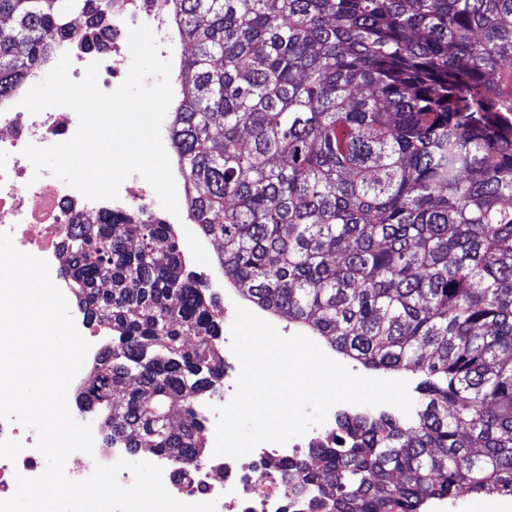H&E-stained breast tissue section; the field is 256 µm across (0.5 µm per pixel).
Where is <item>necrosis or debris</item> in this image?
<instances>
[{
    "instance_id": "obj_1",
    "label": "necrosis or debris",
    "mask_w": 512,
    "mask_h": 512,
    "mask_svg": "<svg viewBox=\"0 0 512 512\" xmlns=\"http://www.w3.org/2000/svg\"><path fill=\"white\" fill-rule=\"evenodd\" d=\"M174 0H118L112 10L103 49L83 44L84 23L73 24L65 37L54 39L48 65L69 54L73 80L84 78L90 63H98V85L114 91L131 63L125 34L129 27L145 24L158 33L160 52L179 50L180 41L169 18ZM25 86L0 97V232L11 235L17 249L44 259L51 278H58L64 257L58 241L72 224H99L109 216L133 209L142 220L153 217L143 197L153 188L137 173L119 187L114 200H90L49 171H35L23 154L27 145L47 147L72 138L78 128L75 112L50 107L33 114L21 105ZM37 434L18 422H0V500L10 498L16 476L34 478L46 467L37 450ZM298 454L287 444H259L241 459L214 457L177 469L164 466L168 492L185 503L215 502L218 512H299L301 504L283 474Z\"/></svg>"
}]
</instances>
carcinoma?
Listing matches in <instances>:
<instances>
[{"label": "carcinoma", "instance_id": "carcinoma-1", "mask_svg": "<svg viewBox=\"0 0 512 512\" xmlns=\"http://www.w3.org/2000/svg\"><path fill=\"white\" fill-rule=\"evenodd\" d=\"M112 2L0 0V96ZM175 2L191 52L170 137L224 277L365 366L427 376L414 424L346 419L285 467L306 512L512 494V0ZM60 248L84 317L115 332L76 395L109 413L103 447L204 460L219 308L172 226L73 224Z\"/></svg>", "mask_w": 512, "mask_h": 512}]
</instances>
